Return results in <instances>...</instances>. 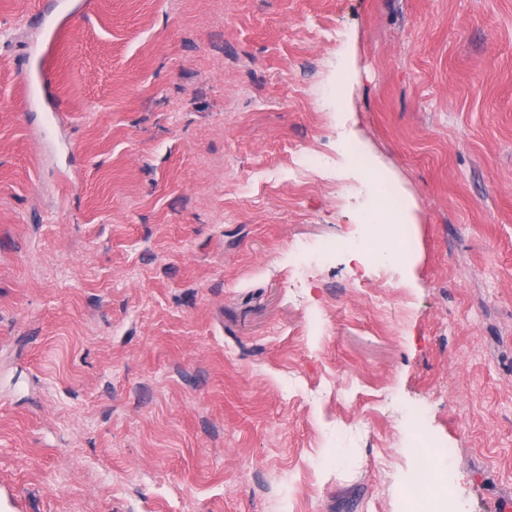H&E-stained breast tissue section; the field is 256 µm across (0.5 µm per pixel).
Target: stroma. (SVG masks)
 <instances>
[{
  "label": "stroma",
  "mask_w": 512,
  "mask_h": 512,
  "mask_svg": "<svg viewBox=\"0 0 512 512\" xmlns=\"http://www.w3.org/2000/svg\"><path fill=\"white\" fill-rule=\"evenodd\" d=\"M0 0V512L512 502V0ZM357 145L412 252L359 231ZM319 164L296 176L294 149ZM55 37V31L53 32L48 47L46 49L41 50V56L43 59V71L42 76L39 81V87L42 89V99L48 105H53L54 97L52 91L51 80L49 77V71L52 68V54L50 51V47ZM415 448H425L420 456L419 465L410 481L406 497L411 500H418L423 497L427 489V478L429 475L428 461L432 458L429 448H444L436 441L427 437L425 434L415 432L412 436Z\"/></svg>",
  "instance_id": "stroma-1"
}]
</instances>
